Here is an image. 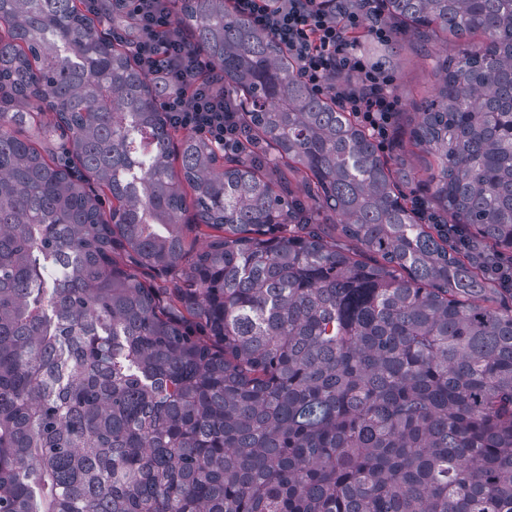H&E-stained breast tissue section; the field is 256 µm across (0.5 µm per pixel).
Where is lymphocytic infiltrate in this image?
<instances>
[{"label": "lymphocytic infiltrate", "instance_id": "f902f5d3", "mask_svg": "<svg viewBox=\"0 0 512 512\" xmlns=\"http://www.w3.org/2000/svg\"><path fill=\"white\" fill-rule=\"evenodd\" d=\"M170 0H112L111 11L134 18L140 33L136 52L143 70L163 88L160 108L168 123L203 136L235 156L244 130L224 100V73L195 51L169 7ZM238 15L271 33L291 56L302 81L313 91L334 94L355 113L379 145H386L399 110L393 76L350 51V37L365 31L382 42L393 30L368 0H233ZM355 87H336V76Z\"/></svg>", "mask_w": 512, "mask_h": 512}]
</instances>
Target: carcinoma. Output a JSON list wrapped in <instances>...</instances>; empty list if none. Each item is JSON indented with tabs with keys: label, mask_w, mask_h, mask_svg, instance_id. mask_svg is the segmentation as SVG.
Wrapping results in <instances>:
<instances>
[{
	"label": "carcinoma",
	"mask_w": 512,
	"mask_h": 512,
	"mask_svg": "<svg viewBox=\"0 0 512 512\" xmlns=\"http://www.w3.org/2000/svg\"><path fill=\"white\" fill-rule=\"evenodd\" d=\"M180 2L235 159L85 0H0V512H512V288L479 259L512 262V0H375L483 37L385 150L231 0Z\"/></svg>",
	"instance_id": "carcinoma-1"
}]
</instances>
